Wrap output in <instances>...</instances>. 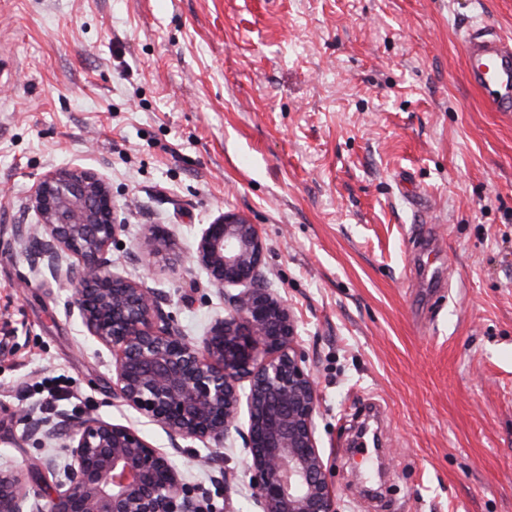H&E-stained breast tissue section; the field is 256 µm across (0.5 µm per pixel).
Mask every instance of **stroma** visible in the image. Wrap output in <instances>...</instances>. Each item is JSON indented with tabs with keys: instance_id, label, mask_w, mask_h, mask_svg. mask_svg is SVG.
<instances>
[{
	"instance_id": "stroma-1",
	"label": "stroma",
	"mask_w": 512,
	"mask_h": 512,
	"mask_svg": "<svg viewBox=\"0 0 512 512\" xmlns=\"http://www.w3.org/2000/svg\"><path fill=\"white\" fill-rule=\"evenodd\" d=\"M482 23L512 38V0H0V458L41 456L26 410L137 420L71 288L11 242L34 183L81 168L125 225L114 272L193 338L224 315L196 237L255 224L337 512H512V113L466 80ZM207 453L175 459L211 512H259L238 435L228 487Z\"/></svg>"
}]
</instances>
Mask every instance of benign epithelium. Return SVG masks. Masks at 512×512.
Returning <instances> with one entry per match:
<instances>
[{"instance_id":"7a95c632","label":"benign epithelium","mask_w":512,"mask_h":512,"mask_svg":"<svg viewBox=\"0 0 512 512\" xmlns=\"http://www.w3.org/2000/svg\"><path fill=\"white\" fill-rule=\"evenodd\" d=\"M30 207L37 222L12 225L13 240L31 265L73 288L68 308L112 353V398L162 428L175 449L220 447L236 433L249 450L244 467L261 512H335L315 438L317 386L295 346L296 320L265 282L255 225L226 212L196 240L193 260L216 287L237 292L224 293L227 314L193 339L157 292L112 270L109 248L124 224L104 178L50 172L34 185ZM172 246L159 235L140 243L161 258ZM22 421L40 447L66 434L68 462L40 457L35 484L21 467L0 463V512H204L209 502L133 423L32 412Z\"/></svg>"}]
</instances>
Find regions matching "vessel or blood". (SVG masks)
Masks as SVG:
<instances>
[{"label": "vessel or blood", "mask_w": 512, "mask_h": 512, "mask_svg": "<svg viewBox=\"0 0 512 512\" xmlns=\"http://www.w3.org/2000/svg\"><path fill=\"white\" fill-rule=\"evenodd\" d=\"M466 72L494 112H512V40L471 32L465 43Z\"/></svg>", "instance_id": "obj_1"}]
</instances>
